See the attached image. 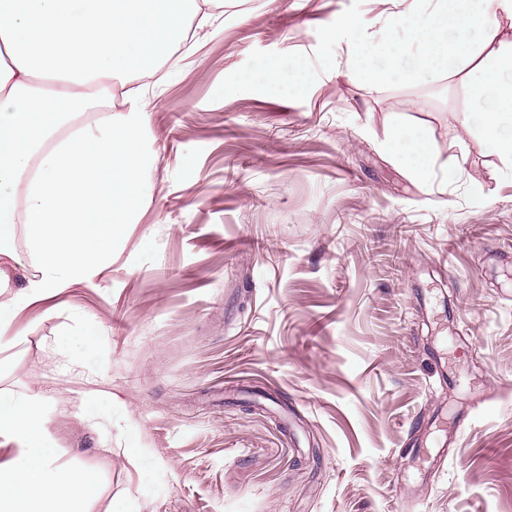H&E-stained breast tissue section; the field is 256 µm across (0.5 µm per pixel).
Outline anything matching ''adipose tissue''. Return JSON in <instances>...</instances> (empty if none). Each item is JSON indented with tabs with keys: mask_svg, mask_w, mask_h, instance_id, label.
<instances>
[{
	"mask_svg": "<svg viewBox=\"0 0 512 512\" xmlns=\"http://www.w3.org/2000/svg\"><path fill=\"white\" fill-rule=\"evenodd\" d=\"M209 0H0V257L34 262L24 287L0 268V337L28 305L102 275L113 242L132 224L151 155L141 139L151 97L148 80L187 41L190 19L207 24ZM413 0L390 13L402 42L354 53L351 69L369 81L406 82L450 69L475 85L470 108L482 146L512 166V0ZM102 85L89 100L87 82ZM87 112L99 113L95 122ZM388 143L422 179L437 163L427 140L398 127ZM27 225L28 252L13 249ZM45 403L27 391L0 401V437L12 442L0 461V512H87L95 473L61 462L43 433Z\"/></svg>",
	"mask_w": 512,
	"mask_h": 512,
	"instance_id": "obj_1",
	"label": "adipose tissue"
}]
</instances>
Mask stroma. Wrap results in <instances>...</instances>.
Here are the masks:
<instances>
[{"label": "stroma", "mask_w": 512, "mask_h": 512, "mask_svg": "<svg viewBox=\"0 0 512 512\" xmlns=\"http://www.w3.org/2000/svg\"><path fill=\"white\" fill-rule=\"evenodd\" d=\"M393 9L217 0L161 71L136 224L0 350V397L42 396L48 444L101 474L92 512H512V169L465 122V73H348ZM341 14L362 28L327 40ZM270 61L303 88H268ZM388 143L421 179L428 178L437 164V157L432 152L427 140L407 128L397 127L393 129L389 135Z\"/></svg>", "instance_id": "stroma-1"}]
</instances>
